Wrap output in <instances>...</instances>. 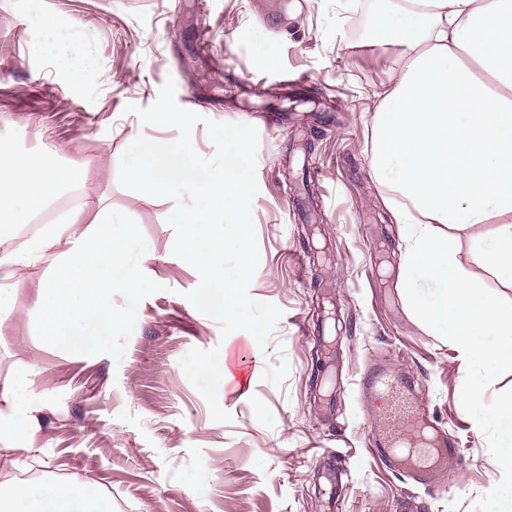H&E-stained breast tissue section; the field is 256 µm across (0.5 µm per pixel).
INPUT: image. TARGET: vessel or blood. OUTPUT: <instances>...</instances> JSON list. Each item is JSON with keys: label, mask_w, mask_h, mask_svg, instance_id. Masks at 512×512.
I'll use <instances>...</instances> for the list:
<instances>
[{"label": "vessel or blood", "mask_w": 512, "mask_h": 512, "mask_svg": "<svg viewBox=\"0 0 512 512\" xmlns=\"http://www.w3.org/2000/svg\"><path fill=\"white\" fill-rule=\"evenodd\" d=\"M360 389L376 403L383 415L395 421V430L373 436L372 445L384 458L396 455L423 481L434 477L433 467L460 462L454 440L444 430H430L415 402L410 382L385 365H370L359 380Z\"/></svg>", "instance_id": "1"}]
</instances>
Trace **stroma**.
Listing matches in <instances>:
<instances>
[{"label":"stroma","instance_id":"1","mask_svg":"<svg viewBox=\"0 0 512 512\" xmlns=\"http://www.w3.org/2000/svg\"><path fill=\"white\" fill-rule=\"evenodd\" d=\"M382 7L209 0L203 33L196 0H0V73L9 77L0 142L61 148L75 182L94 184L126 224L123 265L151 271L138 288L113 291L112 322L98 328L91 354L46 344L27 314L33 285L26 271L14 277L15 309L0 314V385L18 367L37 371L36 447L16 476L91 481L113 512H512V470L492 417L512 400V363L486 376L462 360L454 337L411 315L407 293L428 303L438 287L405 267L400 228L372 178L369 129L396 68L377 45ZM73 62L86 70L78 94L65 74ZM282 73L310 81L289 90ZM169 77L177 103L202 117L191 130L202 158L216 153L207 121L284 117L283 128L256 127L259 263L248 288L282 315L241 395L197 371L245 333L222 334L185 299L199 274L173 253L174 200L119 183L120 158L138 136H179L125 111L153 105ZM495 228L457 232L456 254L512 308V272L487 270L471 244L492 242ZM374 358L411 377L429 416L459 443L462 466L433 485L369 446L388 426L359 395ZM474 388L477 405L466 398Z\"/></svg>","mask_w":512,"mask_h":512}]
</instances>
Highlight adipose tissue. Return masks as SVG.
<instances>
[{
    "instance_id": "obj_1",
    "label": "adipose tissue",
    "mask_w": 512,
    "mask_h": 512,
    "mask_svg": "<svg viewBox=\"0 0 512 512\" xmlns=\"http://www.w3.org/2000/svg\"><path fill=\"white\" fill-rule=\"evenodd\" d=\"M401 22L388 26L385 48L395 49L396 84L379 92L372 127L375 182L396 194L392 214L402 224L409 264L439 287L434 302L412 301L417 318L455 337L464 360L479 358L486 374L512 360V309L485 292L456 258L454 232L497 219L495 246L475 249L492 270L512 267V0H402ZM74 175L59 153L0 150V225L31 223L69 188ZM88 224L71 218L45 226L23 248L0 238V311L12 310L17 268L41 267L32 312L53 346L94 351V322L112 319V292L145 279V265L114 272L124 238L112 210L90 183L81 185ZM445 232H438V225ZM503 335L474 353L470 339L484 330ZM32 370L17 371L0 387V444L31 451L36 409ZM0 512H112L110 498L90 482L36 483L0 478Z\"/></svg>"
}]
</instances>
